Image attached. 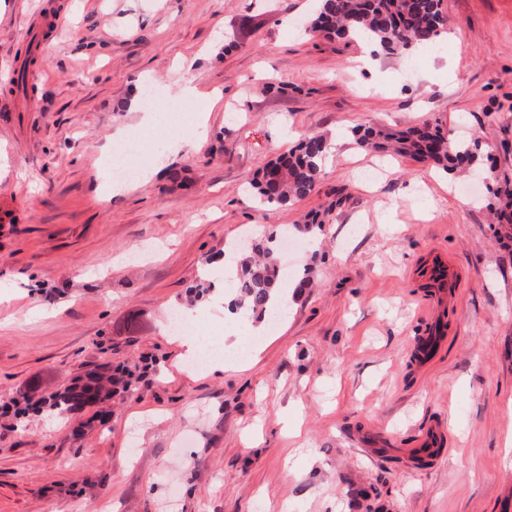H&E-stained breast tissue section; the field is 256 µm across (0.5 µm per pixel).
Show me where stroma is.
Listing matches in <instances>:
<instances>
[{
    "mask_svg": "<svg viewBox=\"0 0 512 512\" xmlns=\"http://www.w3.org/2000/svg\"><path fill=\"white\" fill-rule=\"evenodd\" d=\"M0 13V408L91 369L150 360L129 392L56 418L0 411V512H512V252L487 210L512 181V0H442L439 51L372 54L305 32L316 0H6ZM201 97L180 125L129 111L143 81ZM284 82V94L266 83ZM208 113L202 140L157 161ZM440 126L496 164L475 184L356 149L359 124ZM142 125L146 183L107 193L106 152ZM335 142L318 189L258 206L250 181L298 135ZM383 166L375 181L363 172ZM330 221L290 253L313 286L276 326L214 315L192 286L225 281L259 228ZM459 277L438 302L434 254ZM198 305L200 335L239 347L188 370L161 330ZM449 323L428 362L418 336ZM430 426L439 456L409 455Z\"/></svg>",
    "mask_w": 512,
    "mask_h": 512,
    "instance_id": "obj_1",
    "label": "stroma"
}]
</instances>
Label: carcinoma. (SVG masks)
Masks as SVG:
<instances>
[{
  "instance_id": "cac0c4a2",
  "label": "carcinoma",
  "mask_w": 512,
  "mask_h": 512,
  "mask_svg": "<svg viewBox=\"0 0 512 512\" xmlns=\"http://www.w3.org/2000/svg\"><path fill=\"white\" fill-rule=\"evenodd\" d=\"M306 31L346 42L360 40L377 45L383 51L405 56L427 47H436L446 33V16L441 0H320V7L306 23ZM356 147L363 151H387L421 161H431L448 174H483L495 177L487 165L489 155L476 140L451 142L437 126L424 123L406 130L393 131L373 125H358L350 130ZM327 141L320 134L301 135L288 151L276 156L253 179L260 205L286 204L314 193L322 178V162ZM497 228L494 237L512 244V184L496 189ZM329 212L314 214L296 227L303 236L322 230ZM277 232L253 238L237 265L232 285L235 307L245 308L261 320L273 307V298L282 287L276 259ZM113 375L94 372L88 384L53 396V407L70 414L95 401Z\"/></svg>"
}]
</instances>
